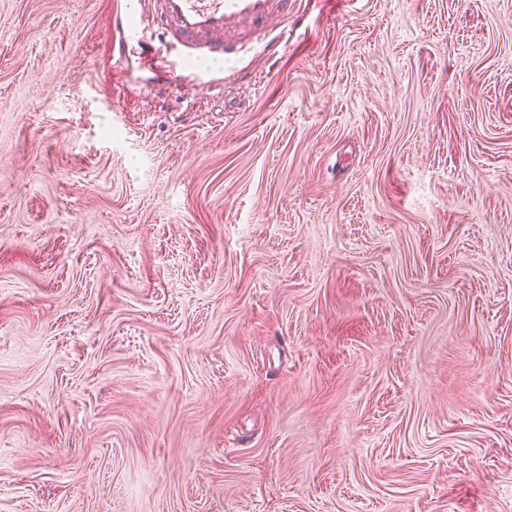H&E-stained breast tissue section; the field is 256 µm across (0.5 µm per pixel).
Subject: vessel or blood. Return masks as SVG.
Segmentation results:
<instances>
[{"mask_svg":"<svg viewBox=\"0 0 512 512\" xmlns=\"http://www.w3.org/2000/svg\"><path fill=\"white\" fill-rule=\"evenodd\" d=\"M296 5L297 0H123L112 15L117 59L155 54L157 28L179 51L182 68L192 60L238 63L259 47L273 55L288 39L281 24Z\"/></svg>","mask_w":512,"mask_h":512,"instance_id":"obj_1","label":"vessel or blood"}]
</instances>
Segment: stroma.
Listing matches in <instances>:
<instances>
[{
	"label": "stroma",
	"mask_w": 512,
	"mask_h": 512,
	"mask_svg": "<svg viewBox=\"0 0 512 512\" xmlns=\"http://www.w3.org/2000/svg\"><path fill=\"white\" fill-rule=\"evenodd\" d=\"M116 3L0 0V512H512V0ZM297 0H135L124 1L112 15V28L119 33L118 56L122 62L131 55L155 54L153 27L172 49L178 50L179 72L191 60H217L240 63L241 54L263 46L276 54L288 43L284 26ZM284 42V45H282Z\"/></svg>",
	"instance_id": "stroma-1"
}]
</instances>
